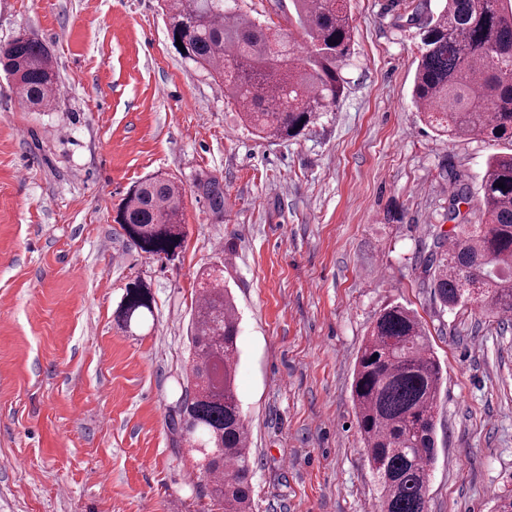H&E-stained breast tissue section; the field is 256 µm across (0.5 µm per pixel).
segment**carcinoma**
I'll return each instance as SVG.
<instances>
[{"label":"carcinoma","mask_w":512,"mask_h":512,"mask_svg":"<svg viewBox=\"0 0 512 512\" xmlns=\"http://www.w3.org/2000/svg\"><path fill=\"white\" fill-rule=\"evenodd\" d=\"M304 47L289 33L264 25L228 0H162L171 40L184 58L207 71L240 120L266 140L296 137L344 90L342 67L353 28L347 0H293ZM410 21L420 40L412 98L421 120L450 139L480 137L497 146L482 176L476 224H455L435 236L426 272L447 308L485 301L494 315L512 314V0H445L437 14ZM0 66L28 109L50 108L59 72L32 31L0 44ZM503 187H498V184ZM198 192L213 214H224V186L199 178ZM470 199L454 180L448 219ZM183 188L162 173L138 182L115 222L145 254L173 261L186 238ZM153 315L149 284L126 288L117 323L130 331ZM238 310L224 269L201 277L190 323L192 363L174 406L181 441L196 450L203 483L198 494L223 512H253L249 436L236 397ZM443 369L416 313L399 303L373 321L357 358L352 401L380 512H427Z\"/></svg>","instance_id":"carcinoma-1"}]
</instances>
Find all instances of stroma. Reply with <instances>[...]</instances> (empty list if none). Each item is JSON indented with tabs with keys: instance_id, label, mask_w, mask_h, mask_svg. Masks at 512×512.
I'll use <instances>...</instances> for the list:
<instances>
[{
	"instance_id": "stroma-1",
	"label": "stroma",
	"mask_w": 512,
	"mask_h": 512,
	"mask_svg": "<svg viewBox=\"0 0 512 512\" xmlns=\"http://www.w3.org/2000/svg\"><path fill=\"white\" fill-rule=\"evenodd\" d=\"M412 8L350 0L342 97L270 142L179 54L158 0H0V43L32 29L61 83L53 109L29 112L0 72V512H217L170 418L199 276L218 261L255 512H378L351 383L391 303L418 314L444 373L428 512H492L512 488V316L441 310L423 285L450 176L478 189L494 148L421 121ZM157 172L185 188L173 261L114 221ZM204 176L224 186L223 216ZM138 278L154 317L129 333L115 310ZM198 192L202 193L209 201L213 214H224V186L216 177L199 178L195 183Z\"/></svg>"
}]
</instances>
